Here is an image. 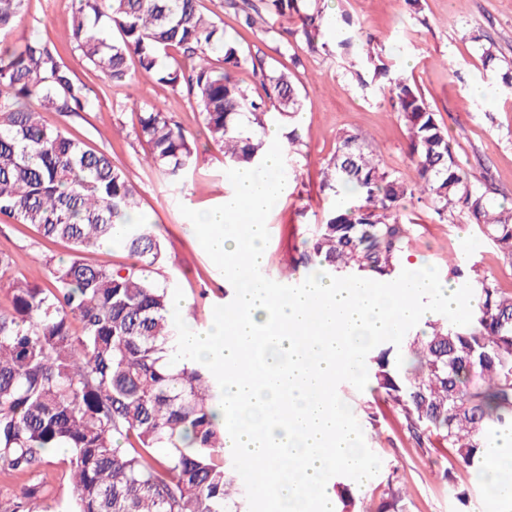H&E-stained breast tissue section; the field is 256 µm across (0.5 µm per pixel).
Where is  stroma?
<instances>
[{
    "label": "stroma",
    "mask_w": 512,
    "mask_h": 512,
    "mask_svg": "<svg viewBox=\"0 0 512 512\" xmlns=\"http://www.w3.org/2000/svg\"><path fill=\"white\" fill-rule=\"evenodd\" d=\"M200 5L227 34L238 36L243 47L278 67L294 68L303 85L306 105L299 114L297 132L304 156L287 179V194L268 215L270 239L260 270L273 280L289 272L304 281L306 272L294 268L302 250L301 228L315 223L317 215L331 205L319 190L318 170L334 151L338 134H359L366 150L412 182L417 175L407 154L406 130L389 99L362 87L339 56L309 52L301 43L294 45L292 53H284L279 38L265 34L262 28L240 31L224 0H200ZM326 5L328 18L349 17L375 37L385 58L405 67L444 122L458 155L468 160L474 178L489 181L496 201L512 202V89L485 70L476 48L480 42L490 45L500 68L512 67V0H421L417 13L404 0H327ZM71 24V0H29L23 24L7 41L16 44L28 32L38 31L91 88L86 111L69 116L51 113L47 119L89 148L108 153L124 169L138 191L143 213L162 227L165 270L174 280L175 299L185 303L184 320L206 324L213 318L214 306L228 304L232 286L180 209L202 211L223 204L231 188L224 157L209 142L186 89H172L150 73L139 74L132 84L124 79H100L71 42ZM152 104L159 105L196 140L197 166L185 186L168 187L143 161L148 147L136 138L135 131L139 113ZM403 214L414 221L412 253L425 265L446 273L449 252L461 250L476 256L484 270L498 279L512 280V272L501 266L486 242L473 235L465 219L442 222L414 202L407 204ZM0 250L12 254L15 276L30 282L42 280L44 256L58 259L68 253L65 245L42 243L33 228L3 216ZM338 394L357 418L366 445L382 461L379 473L359 485L361 501L378 496L393 476L406 482L414 512H504L501 503L476 489L473 474L463 469H452L453 476L458 484L471 488L470 503L464 505L449 496L442 479L443 471L450 469L448 460L422 454L393 415L368 418L367 409L382 405L372 390L360 392L344 382ZM67 458L63 449L49 456L42 512H64L71 495Z\"/></svg>",
    "instance_id": "35a3bbf8"
}]
</instances>
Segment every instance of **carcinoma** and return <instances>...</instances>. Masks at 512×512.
I'll list each match as a JSON object with an SVG mask.
<instances>
[{"label":"carcinoma","instance_id":"cac0c4a2","mask_svg":"<svg viewBox=\"0 0 512 512\" xmlns=\"http://www.w3.org/2000/svg\"><path fill=\"white\" fill-rule=\"evenodd\" d=\"M27 2L0 0V34L24 18ZM72 4L71 39L83 60L106 79L132 83L145 71L186 87L226 168L257 167L270 147L271 123L288 126V153H298L293 124L304 101L295 76L226 36L199 10V0ZM225 4L245 30L264 15L287 16L294 41L353 58L354 75L389 97L407 132L415 183L382 166L359 135L339 133L320 168V189L335 205L304 228L303 269L397 278L412 243V222L401 210L414 200L441 222L464 215L512 270V206L493 205L490 189L472 179L419 88L384 59L372 36L346 19L334 42L324 41L329 20L322 0ZM172 52L189 70L160 67ZM248 71L262 93L243 86L239 74ZM90 93L38 35L0 48V215L69 248L66 260H44L40 283L14 280L13 256L0 251V282L10 297V308L0 310V475L32 478L48 463V449L66 448L67 512H249L233 460L224 456V428L215 422V377L188 361L171 363L173 280L164 272L158 225L142 217L128 222L139 200L124 170L45 118L85 111ZM30 99L40 110L27 106ZM138 125L148 163L168 185H182L195 169V141L154 106L140 113ZM107 243L126 261L87 260ZM448 280L471 285L478 300L471 323L428 319L401 346L377 345L366 357L373 392L400 415L418 447L450 451L451 467L474 471L487 493L512 503V471L488 467L501 430L512 429V289L461 256L448 259ZM115 436L127 447H113ZM443 479L450 496L469 502L470 488L447 472ZM334 487L336 512H354L358 484L338 475ZM45 492L42 482L29 483L0 503V512H39ZM413 506L408 487L390 478L368 512Z\"/></svg>","mask_w":512,"mask_h":512}]
</instances>
